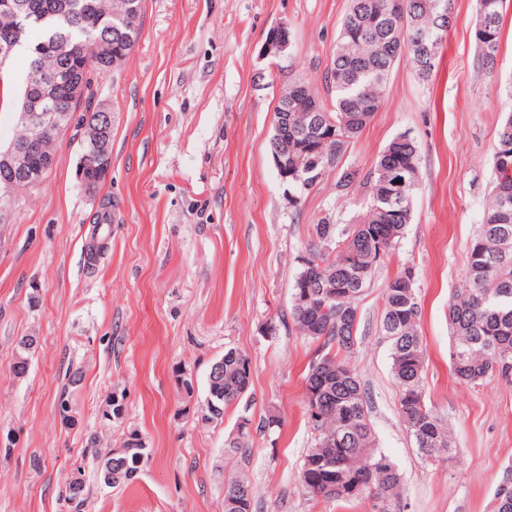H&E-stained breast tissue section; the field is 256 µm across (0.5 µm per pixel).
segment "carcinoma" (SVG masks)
I'll list each match as a JSON object with an SVG mask.
<instances>
[{
    "instance_id": "carcinoma-1",
    "label": "carcinoma",
    "mask_w": 512,
    "mask_h": 512,
    "mask_svg": "<svg viewBox=\"0 0 512 512\" xmlns=\"http://www.w3.org/2000/svg\"><path fill=\"white\" fill-rule=\"evenodd\" d=\"M17 14L0 15V45L17 38L26 48L28 73L50 77L69 67L82 73L84 95L70 105L67 82L57 84L62 112L79 113L82 134L92 133L97 111L82 106L99 76L113 70L112 57L127 58L142 33L144 0H127L123 13L113 0H18ZM390 0H351L336 48L324 71L325 96L302 78L284 83L275 110L285 99H308L320 112L288 113V138L295 140L292 169L279 177L288 187V205L302 198L333 173L349 145L380 108L387 80L400 61L418 77L429 79L443 48V25L454 19V0H405L402 13H388ZM474 39L477 61L494 68L500 45L503 0H475ZM512 152V114L497 130L495 155ZM418 142L399 134L367 171L343 168L336 182L342 194L356 186L367 189L369 204L349 224L327 216L313 225L291 293L289 317L298 332L317 343L305 377V417L314 431L299 473L302 486L350 509L366 497L374 512H395L403 495L401 475L391 459L375 448L365 389L350 364L359 341L358 302L376 270L395 248L413 218L412 197L420 182ZM496 183L478 232L468 243V288L448 301V323L454 338V376L478 384L496 376L512 382V194L500 192L506 174L495 167ZM399 181L401 207L389 201ZM413 267L403 266L386 281L381 330L390 345L391 371L399 388L398 411L418 450L429 457L450 451L447 424L425 401L423 341L418 331L421 307L416 279L399 287ZM221 370L208 381L204 419L219 421L224 409L248 392L252 365L243 352L230 348L220 358ZM123 447L130 449L127 468L113 482L119 485L140 468L142 438L130 431ZM87 493L82 482L67 484L69 512H82ZM224 500L240 501L231 512H251L252 489L243 478L224 484ZM495 512H512V478L494 494Z\"/></svg>"
}]
</instances>
